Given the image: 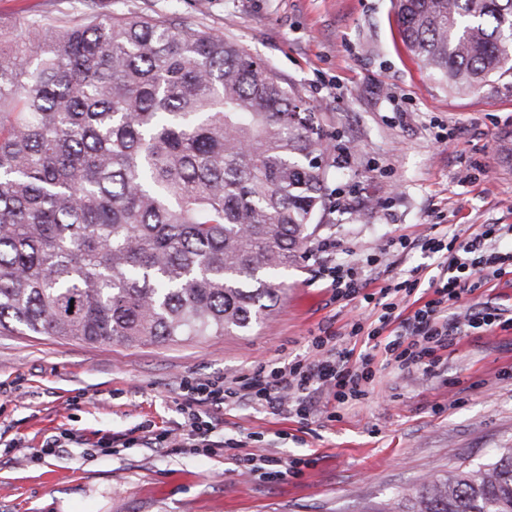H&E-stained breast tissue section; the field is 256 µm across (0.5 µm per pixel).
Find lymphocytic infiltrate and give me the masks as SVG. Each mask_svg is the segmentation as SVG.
Returning a JSON list of instances; mask_svg holds the SVG:
<instances>
[{"label":"lymphocytic infiltrate","instance_id":"1","mask_svg":"<svg viewBox=\"0 0 512 512\" xmlns=\"http://www.w3.org/2000/svg\"><path fill=\"white\" fill-rule=\"evenodd\" d=\"M512 238V224H484L478 232L464 240L441 234L421 239V252L438 259L439 273L431 280L433 296L410 316H402L396 301L398 293H413L418 279L412 278L381 288L379 294L367 291V281L359 270L345 265L325 268L337 299H355L372 303L382 297L384 303L372 336L390 330L384 344L388 360L398 368H422L434 373L441 365L439 352L447 348L456 336L469 330L491 331L512 327V321L490 312L455 315L461 300L484 286L488 280L512 270V249H503L502 242ZM315 355L311 360L290 365L261 363L251 371L226 380L183 378L180 389L183 401L180 411L183 421L175 432H155L142 429L141 444L166 448H201L214 451L219 443L213 438L218 426L215 410L229 405L261 408L274 413H287L300 419L320 411L322 394H329L337 406L363 399L373 379L372 355L352 361L348 351L336 348L332 336L312 339ZM240 474L277 480L300 474L305 459L288 462L274 458L257 459L254 453L238 452L234 456Z\"/></svg>","mask_w":512,"mask_h":512}]
</instances>
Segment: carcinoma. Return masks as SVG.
<instances>
[{
  "instance_id": "carcinoma-1",
  "label": "carcinoma",
  "mask_w": 512,
  "mask_h": 512,
  "mask_svg": "<svg viewBox=\"0 0 512 512\" xmlns=\"http://www.w3.org/2000/svg\"><path fill=\"white\" fill-rule=\"evenodd\" d=\"M448 88L512 70V0H397ZM326 135L234 41L140 15L0 29V333H246L325 208ZM376 512H512V448Z\"/></svg>"
}]
</instances>
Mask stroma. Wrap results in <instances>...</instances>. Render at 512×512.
Segmentation results:
<instances>
[{"mask_svg":"<svg viewBox=\"0 0 512 512\" xmlns=\"http://www.w3.org/2000/svg\"><path fill=\"white\" fill-rule=\"evenodd\" d=\"M128 13L230 38L299 90L329 141L326 208L277 306L248 332L138 346L0 334V512H370L512 448V329L456 337L436 375L402 371L348 335L380 307L336 300L323 276L357 264L372 293L419 269L401 304L410 312L432 298L437 270L383 244L512 224V169L496 164L512 131V73L450 91L402 42L396 0H0L10 25ZM463 308L512 314V274ZM323 330L373 352L365 399L305 422L230 406L216 431L258 455L308 459L302 475L268 481L233 472L220 451L135 444L141 425L177 428L182 377L300 359ZM63 434L72 446L53 447Z\"/></svg>","mask_w":512,"mask_h":512,"instance_id":"35a3bbf8","label":"stroma"}]
</instances>
